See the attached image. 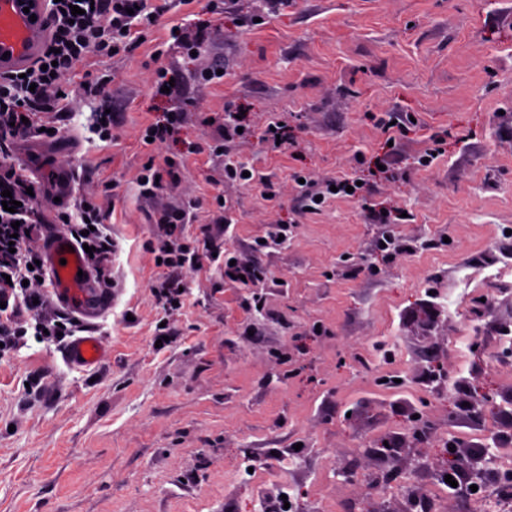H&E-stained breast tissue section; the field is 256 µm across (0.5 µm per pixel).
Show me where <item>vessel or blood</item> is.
I'll use <instances>...</instances> for the list:
<instances>
[{"mask_svg":"<svg viewBox=\"0 0 512 512\" xmlns=\"http://www.w3.org/2000/svg\"><path fill=\"white\" fill-rule=\"evenodd\" d=\"M44 0H0V71L19 70L32 65L48 37L44 20ZM52 281V295L72 313L93 319L112 303L107 293L93 288L91 274L75 243L56 232L42 244ZM100 337H76L67 348L72 363L95 367L105 357Z\"/></svg>","mask_w":512,"mask_h":512,"instance_id":"1","label":"vessel or blood"}]
</instances>
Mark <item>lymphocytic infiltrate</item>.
<instances>
[{"label":"lymphocytic infiltrate","instance_id":"lymphocytic-infiltrate-1","mask_svg":"<svg viewBox=\"0 0 512 512\" xmlns=\"http://www.w3.org/2000/svg\"><path fill=\"white\" fill-rule=\"evenodd\" d=\"M75 6L80 9L76 15L71 12ZM162 12V7H149L148 0H47L49 36L37 62L22 73L0 74V187L9 189L18 203L12 213L0 208V302L10 301L25 284L34 288L35 298H42L39 285L49 276L46 264L37 262L26 248L49 221L42 205L47 189L39 177L16 163L15 145L39 135L34 123L38 113L58 111L63 94L70 91V76L89 48L103 56L132 52L139 44L138 28L155 25ZM80 216L71 234L77 244L94 246L85 263L103 271L112 244L100 229L105 216L91 205L82 208ZM187 221V212L180 208L157 219L159 256L175 271L194 268L198 262L181 240V226Z\"/></svg>","mask_w":512,"mask_h":512}]
</instances>
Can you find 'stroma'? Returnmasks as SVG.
<instances>
[{"label":"stroma","instance_id":"35a3bbf8","mask_svg":"<svg viewBox=\"0 0 512 512\" xmlns=\"http://www.w3.org/2000/svg\"><path fill=\"white\" fill-rule=\"evenodd\" d=\"M165 5L133 55L89 59L112 78L113 142L78 94L48 114L56 138L15 151L36 173L73 171L49 210L107 212L114 300L93 325L98 367L31 333L0 359V512H472L426 473L450 447L512 449V0ZM173 24L205 28L196 54ZM160 77L172 94H156ZM173 110V137L144 144ZM240 113L246 139L205 150ZM396 115L410 123L391 144ZM276 116L283 150L265 140ZM168 158L178 180L139 196L142 167ZM229 160L271 175L276 199L225 180ZM296 172L369 187L308 215ZM172 206L199 264L165 310L156 219ZM222 206L231 224L212 223ZM380 209L408 218L374 223ZM279 224L287 240L253 250ZM232 257L267 280L233 283Z\"/></svg>","mask_w":512,"mask_h":512}]
</instances>
